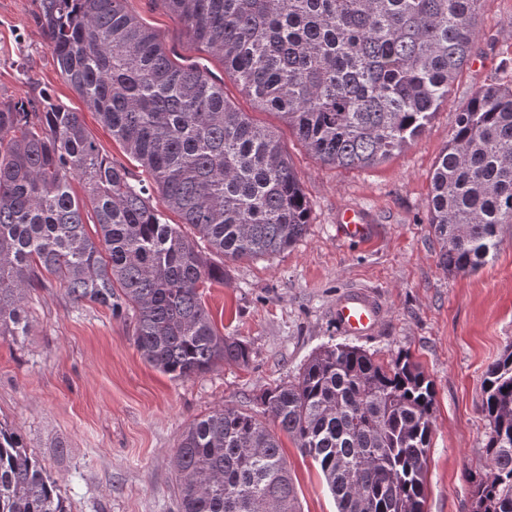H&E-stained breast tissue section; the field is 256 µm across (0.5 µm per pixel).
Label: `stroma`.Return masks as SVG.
Wrapping results in <instances>:
<instances>
[{"mask_svg":"<svg viewBox=\"0 0 512 512\" xmlns=\"http://www.w3.org/2000/svg\"><path fill=\"white\" fill-rule=\"evenodd\" d=\"M125 8L159 34L174 61L205 65L228 100L278 135L310 201L307 231L281 253L225 262L226 277L207 289L205 304L221 333L247 344L250 360L184 381L144 361L127 317L73 302L46 279L27 295L28 335L0 336V422L26 437L69 512H178L174 452L194 419L224 406L261 414V391L293 381L328 345L384 362L405 352L436 391L424 512H473L471 477L487 471L484 372L512 344V224L501 225L503 244L484 266L448 273L427 196L459 109L480 87L512 84V0H483L471 60L421 135L386 162L352 170L315 160L276 113L255 108L159 0H126ZM37 12L38 0H0V99L47 96L81 113L103 154L149 180L61 78ZM346 209L362 212L364 241L339 238ZM352 286L371 290L384 308L371 335H346L331 318L337 295ZM279 439L298 512H337L319 464L292 437Z\"/></svg>","mask_w":512,"mask_h":512,"instance_id":"1","label":"stroma"}]
</instances>
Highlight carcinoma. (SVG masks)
Here are the masks:
<instances>
[{
  "mask_svg": "<svg viewBox=\"0 0 512 512\" xmlns=\"http://www.w3.org/2000/svg\"><path fill=\"white\" fill-rule=\"evenodd\" d=\"M125 0H39L63 80L152 176L102 154L81 113L0 100V336L28 333L26 298L47 276L75 302L130 318L143 359L173 379L248 346L221 334L203 289L224 262L292 246L310 201L278 138L224 84L169 56ZM217 56L254 106L281 114L315 159L379 164L414 140L469 62L481 0H160ZM81 182L85 199L72 189ZM175 213L178 224L165 221ZM447 272L474 271L512 224V84L457 112L428 195ZM96 236H90L88 225ZM489 473L476 512H512V345L485 371ZM435 389L408 355L385 365L336 344L295 381L266 388L263 414L320 466L338 512H423ZM181 512H298L276 435L223 407L195 419L174 454ZM0 512H67L58 480L0 424Z\"/></svg>",
  "mask_w": 512,
  "mask_h": 512,
  "instance_id": "1",
  "label": "carcinoma"
}]
</instances>
